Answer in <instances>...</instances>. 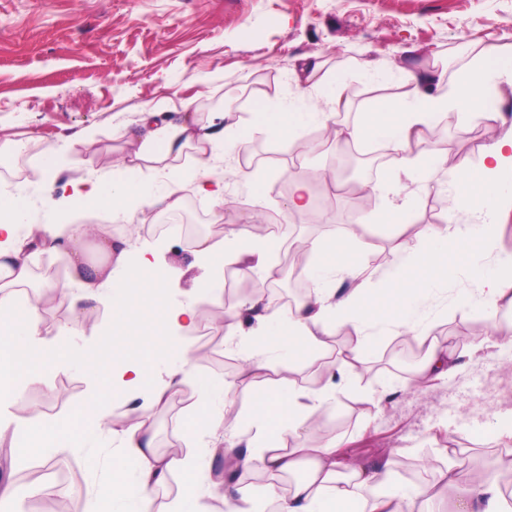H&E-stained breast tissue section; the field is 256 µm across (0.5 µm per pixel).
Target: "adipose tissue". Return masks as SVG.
<instances>
[{
	"mask_svg": "<svg viewBox=\"0 0 512 512\" xmlns=\"http://www.w3.org/2000/svg\"><path fill=\"white\" fill-rule=\"evenodd\" d=\"M398 93L376 99L361 118L336 132L337 141H382L395 157L392 170L396 177L416 183L417 192L395 195L378 223L400 227L404 216L413 213L419 195L441 188L439 163L434 155L421 150L425 127L433 116L454 111L481 114L496 134L487 145L479 171L474 172L466 193L460 196V211L478 208L489 218L478 235L458 225L432 228L417 233L414 249L395 247L394 259L385 273L402 293L398 312L413 322V332L426 355L418 368L421 376H442L455 365V353L434 336L430 327L415 323L414 317L423 300L416 280L434 283L453 272L447 261L449 253L466 250L472 241L485 249H495L500 222L512 215V197L504 198L500 188L512 181V126H506L500 112L499 83L512 85V43H490L483 47L473 71L465 74L460 88L448 92L438 69L416 74L399 66ZM229 111L184 110L180 119L159 120L157 113H143L139 130L131 134L130 158L122 170L110 178H97L74 184L71 202L82 210L99 213L109 222H118L131 208H148L165 203L168 210L182 209L179 191L183 179H191L193 188L204 196L220 199L222 183L210 177L217 159L216 149L224 138L244 144L253 134L290 137L299 129L319 120L307 111L304 102L285 107H265L243 123H230ZM189 146L196 159L190 168L173 167L167 160L173 150ZM164 170L171 181L163 196H156L144 175V163ZM25 204L19 196L0 197V400L9 398L27 386L36 372L59 365L80 368L93 375V362L87 352L75 351L59 336L44 334L40 328L41 311L24 298L32 278V255L28 253L29 233L23 222ZM83 225L62 213L58 223L46 224L38 241V253L63 259L68 271L64 286L48 284V291H63L73 312L86 306L106 304L112 320L104 336H120L130 327L128 317L138 314L139 328L158 333L157 348L138 355H119L112 359L106 381L111 399H90L58 419L45 422L37 418L17 421L26 453L48 457L57 445L84 450L90 469H97L96 443L103 434L117 441L119 450L112 456L108 479L98 485L94 496L98 512H150L156 488L171 475L183 478V492L170 512H208L206 502L218 498L221 480L207 476V462L201 455L163 456L156 452L154 433L149 423L153 410L168 394L187 380L184 370L191 352L180 340L185 328L196 320L193 303L170 304L166 299L167 269L154 247H132L123 238L104 233L97 248L103 259L88 260L83 240ZM193 252L205 273L199 277L193 295L220 297L224 294V269L237 267L241 276L266 270L272 251L269 238L253 233L244 224L224 238L204 235L194 240ZM362 234L349 230L340 238L306 241L304 251L310 259L312 283L310 299L295 308L283 309L264 302L262 289L245 298L241 306L252 313L254 327L241 335L236 320L225 325L228 345L251 350L252 356L241 382L245 387L264 384L270 366L265 353L271 349L287 351L291 356L316 354L326 346V337L335 335L339 326L350 325L355 336L345 356L326 369L321 384L311 390L295 385L266 389L251 415L204 412L193 408L187 425L192 435H220L224 438V460L237 470L262 469L294 475L286 490L265 489L262 497L241 492L233 501H225L226 512H262V499H273L277 512H413L410 490L393 485L388 464L372 467L356 465L341 470L334 445L308 446L299 431L306 420L334 399L337 390L348 382L354 361L360 360L374 337L368 327L373 310L368 298L375 285L365 273ZM470 277L477 285L480 300L493 309L512 308V261L495 265H476ZM347 283L345 293H337L336 284ZM124 404L123 422L113 427L116 404ZM251 422L256 433L246 452L237 446L244 422ZM294 436L292 448L281 445L282 433ZM468 464L457 455L448 459L446 481L452 512H512L496 476L479 474L467 483H458L455 474Z\"/></svg>",
	"mask_w": 512,
	"mask_h": 512,
	"instance_id": "adipose-tissue-1",
	"label": "adipose tissue"
}]
</instances>
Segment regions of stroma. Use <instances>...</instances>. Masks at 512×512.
Listing matches in <instances>:
<instances>
[{"instance_id": "stroma-1", "label": "stroma", "mask_w": 512, "mask_h": 512, "mask_svg": "<svg viewBox=\"0 0 512 512\" xmlns=\"http://www.w3.org/2000/svg\"><path fill=\"white\" fill-rule=\"evenodd\" d=\"M496 40L512 42V0H0V194L27 195L33 201L29 223L44 224L62 208L65 185L111 175L127 163L130 147L124 134L144 109L172 117L185 101L200 111L213 104L221 108L238 91L246 99L233 106L237 120L248 119L262 105L295 99L320 110L325 93L342 82L351 90L343 121L351 124L376 96L397 92V77L387 62L401 60L415 68L440 58L451 85L482 47ZM314 56L324 61L326 76L315 86L296 84L294 69ZM362 59L385 67L367 75L356 66ZM447 136L448 168L463 163L478 169L491 140L486 122L476 114L458 118ZM247 150L259 158L254 171L240 167L242 151L230 144L216 172L225 194L239 198V207L228 210L223 202L198 200L226 232L252 222L258 207L272 219L284 218L292 174L338 168L350 155L349 145L330 141L293 158L286 142L258 133ZM45 165L52 180L43 184L34 173ZM257 173L268 181L267 195L258 204L250 191ZM448 196L444 190L431 201H420L411 218L416 231L440 223L481 224L480 214L443 207ZM353 198L349 191L327 199L324 221L298 224L299 237H331L360 222V215L350 212ZM500 238L496 254L479 248L460 254L455 275L433 284L419 308L418 319L447 339L458 368L415 391L404 378L409 364L387 354L400 334V294L384 279L394 247L412 246L414 237L397 235L388 226L372 227L363 261L379 283L369 328L378 340L365 351L348 387L320 410L322 426L307 433L313 445L339 441L341 450L350 451L352 464L388 462L395 482L416 492L419 512H448L447 497L427 499L423 493L443 478L452 447L468 449L471 466L494 469L502 486L512 485V464L496 454L512 448V434L500 429L512 418V403L499 396L501 387L512 386V376L501 373L504 360L512 361L507 343L512 314L479 301L458 302L472 287L470 266L507 256L512 218ZM136 242L158 245L171 273L167 299L184 301L201 274L191 248L164 235L140 236ZM111 317V308L101 304L80 326L68 303L51 298L42 310V328L52 336L67 334L70 344L92 350L95 370L105 378L113 352L135 353L156 343L154 337L131 333L114 346L98 348L96 335ZM186 337L194 346L206 343L211 361L194 363L191 381L154 410L155 446L162 454L192 451L183 426L199 398L197 381H231L225 358L246 359L243 350L225 344L223 331L209 332L199 323ZM483 337L487 345L475 350ZM346 344L333 337L326 351L306 360L272 352L269 377L309 389L320 362L335 358ZM91 395L82 372L60 366L23 392L21 413L50 420ZM9 456L8 469L0 472V512H29L31 500L47 484L54 495L75 499L80 512H94L91 490L104 472L88 468L83 450L63 446L50 459L37 460L13 447Z\"/></svg>"}]
</instances>
